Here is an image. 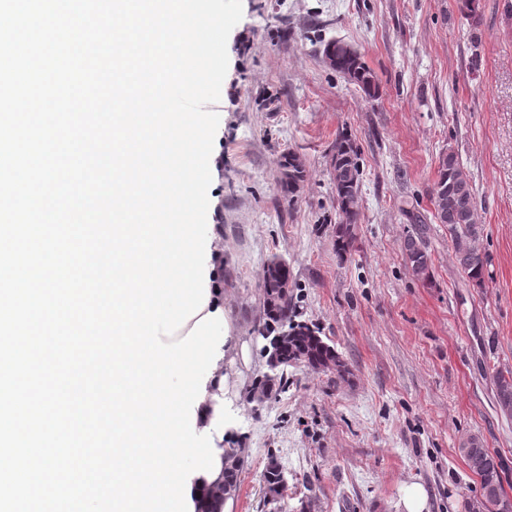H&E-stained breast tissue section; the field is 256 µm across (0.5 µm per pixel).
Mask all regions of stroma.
<instances>
[{"mask_svg": "<svg viewBox=\"0 0 512 512\" xmlns=\"http://www.w3.org/2000/svg\"><path fill=\"white\" fill-rule=\"evenodd\" d=\"M226 18L216 92L200 105L213 124V242L228 357L225 442L246 451L230 512H400L418 483L427 512H464L480 480L459 447L479 435L503 464L512 498V418L494 377L512 368V0H215ZM357 47L380 93L365 96L324 62L327 41ZM348 131L361 152L355 249L336 254L332 146ZM454 151L476 197L490 258L469 286L448 230L433 219L438 160ZM299 155L295 200L279 161ZM427 216L430 277L402 254ZM288 261L299 321L319 328L350 374L298 366L265 403L248 395L267 370L261 285L273 257ZM286 473L269 500V460Z\"/></svg>", "mask_w": 512, "mask_h": 512, "instance_id": "stroma-1", "label": "stroma"}]
</instances>
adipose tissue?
Returning <instances> with one entry per match:
<instances>
[{
	"label": "adipose tissue",
	"mask_w": 512,
	"mask_h": 512,
	"mask_svg": "<svg viewBox=\"0 0 512 512\" xmlns=\"http://www.w3.org/2000/svg\"><path fill=\"white\" fill-rule=\"evenodd\" d=\"M179 2L118 0L112 15L113 33L147 51L129 66L156 81L113 88L111 512H200L224 480L228 326L204 224L213 131L166 105L174 90L210 94L221 68L186 62L216 50L191 37L214 20L213 0L188 15Z\"/></svg>",
	"instance_id": "1"
}]
</instances>
